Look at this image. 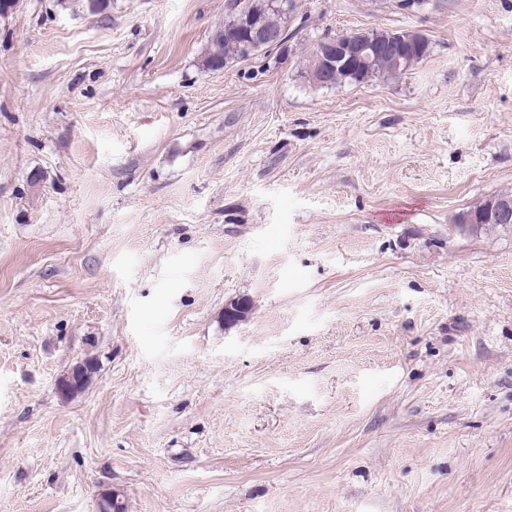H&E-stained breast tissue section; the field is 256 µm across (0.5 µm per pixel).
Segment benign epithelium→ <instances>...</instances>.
I'll list each match as a JSON object with an SVG mask.
<instances>
[{
  "mask_svg": "<svg viewBox=\"0 0 512 512\" xmlns=\"http://www.w3.org/2000/svg\"><path fill=\"white\" fill-rule=\"evenodd\" d=\"M224 35L238 38L240 59L253 57L260 47L275 49L281 56L286 55L284 48L288 38L285 33H270L257 21V10L252 2H247L242 9L240 29L227 30ZM424 35L417 31L395 33L388 36V45L398 60L406 61L410 55L421 49ZM383 50L378 40L364 36V32H351L340 37L325 40L320 46V63L313 73L314 81L326 83L332 74L340 68L347 69L359 76L369 75L374 58ZM468 227L484 224H497L504 228L512 226V196H496L489 199L478 212H468L462 218ZM248 303L243 299L232 300L224 307L226 321L233 323L246 317Z\"/></svg>",
  "mask_w": 512,
  "mask_h": 512,
  "instance_id": "7a95c632",
  "label": "benign epithelium"
}]
</instances>
